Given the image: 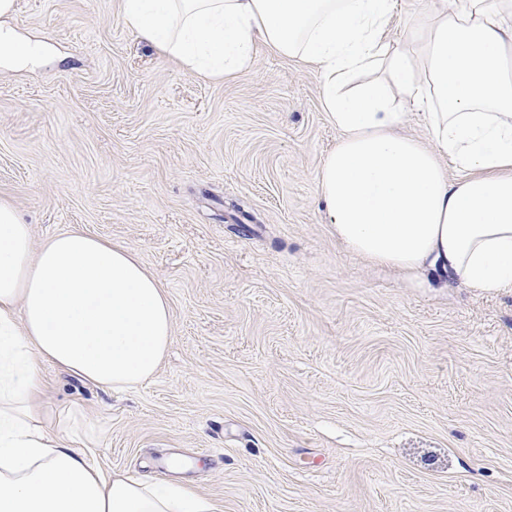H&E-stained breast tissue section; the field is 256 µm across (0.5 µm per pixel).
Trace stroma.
Segmentation results:
<instances>
[{
	"instance_id": "obj_1",
	"label": "stroma",
	"mask_w": 512,
	"mask_h": 512,
	"mask_svg": "<svg viewBox=\"0 0 512 512\" xmlns=\"http://www.w3.org/2000/svg\"><path fill=\"white\" fill-rule=\"evenodd\" d=\"M8 23L47 51L0 64V199L33 245L79 228L133 250L172 309L132 390L41 366L104 470L220 512H512V292L415 288L336 240L314 65L261 46L204 79L121 0H16Z\"/></svg>"
}]
</instances>
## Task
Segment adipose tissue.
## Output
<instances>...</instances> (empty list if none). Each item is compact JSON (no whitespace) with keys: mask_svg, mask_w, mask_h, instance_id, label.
<instances>
[{"mask_svg":"<svg viewBox=\"0 0 512 512\" xmlns=\"http://www.w3.org/2000/svg\"><path fill=\"white\" fill-rule=\"evenodd\" d=\"M394 0H122L125 23L190 73L231 80L258 46L316 68L339 138L316 193L350 252L428 288L512 291V0H429L392 46ZM0 60L40 46L4 25ZM420 110L428 138L400 134ZM172 339L169 300L135 252L82 230L33 247L0 200V512H218L192 485L128 480L44 403V362L137 387Z\"/></svg>","mask_w":512,"mask_h":512,"instance_id":"obj_1","label":"adipose tissue"}]
</instances>
